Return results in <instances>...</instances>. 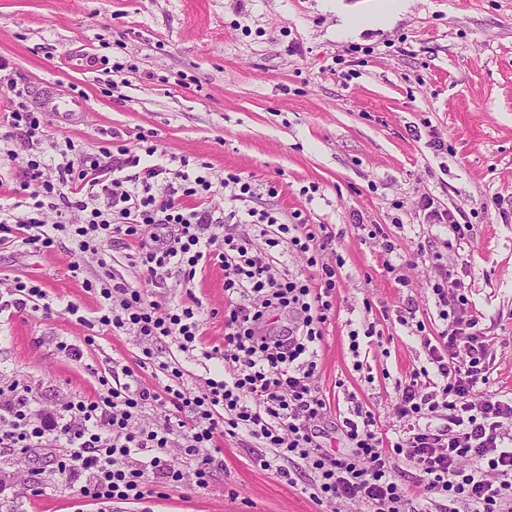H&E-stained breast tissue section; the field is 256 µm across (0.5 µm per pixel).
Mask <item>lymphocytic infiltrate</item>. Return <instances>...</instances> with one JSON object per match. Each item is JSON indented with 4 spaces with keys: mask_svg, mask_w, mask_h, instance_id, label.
I'll return each mask as SVG.
<instances>
[{
    "mask_svg": "<svg viewBox=\"0 0 512 512\" xmlns=\"http://www.w3.org/2000/svg\"><path fill=\"white\" fill-rule=\"evenodd\" d=\"M67 143L57 163L19 157L27 182L38 185L21 213L0 209V244L37 250L51 247L53 232L68 235L75 254L98 253L116 241L134 243L129 261L137 283L116 280L111 271L83 282L98 300L97 325L132 332L154 341L179 339L182 351L196 350L201 335L202 300L191 285L198 269L224 272V350L222 376L187 388L177 364L159 363L168 382L147 384L130 367L124 379L64 402L55 413L35 408L30 388H0V446L22 453L49 450L48 476L77 482L80 499L98 505L140 504L156 498L192 470L197 487H207L224 438L247 434L269 456L302 460L312 475L317 502L361 503L370 512H405L415 500L448 501V512H512V396L489 389L495 357L461 279L440 269L429 287L442 327L435 338L423 333L431 368L413 370L398 389L396 417L400 441L388 443L371 411L355 405L342 421L352 455L328 453L315 443L312 425L328 407L314 384L318 342L325 335L337 298L345 259L337 254L326 225L309 223L301 213L283 222L276 213L249 206L255 194L250 180L225 173L221 185L228 202L223 214L207 207L213 193L209 175L196 168L169 172L163 165H142L156 145L142 152L120 144L111 164L75 155ZM175 174L180 191H171ZM194 206H186V199ZM82 213L81 223L62 217L46 226V210L56 204ZM251 226L254 237L240 234ZM262 239L264 250L253 248ZM288 246L306 260L307 274L278 267L276 248ZM178 269L187 287L179 303L151 300L150 287L162 272ZM50 311L44 288L15 277L0 293V313L14 308ZM291 321L286 334L267 336L260 326L278 309ZM154 407L162 423L144 426L139 416ZM183 436L182 460L170 457L173 432ZM419 470L412 485L395 479L398 463ZM46 475V476H47Z\"/></svg>",
    "mask_w": 512,
    "mask_h": 512,
    "instance_id": "f902f5d3",
    "label": "lymphocytic infiltrate"
}]
</instances>
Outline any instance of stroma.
Masks as SVG:
<instances>
[{
	"label": "stroma",
	"instance_id": "1",
	"mask_svg": "<svg viewBox=\"0 0 512 512\" xmlns=\"http://www.w3.org/2000/svg\"><path fill=\"white\" fill-rule=\"evenodd\" d=\"M373 0H0V204L22 195V172L10 153L57 158L66 141L77 153L99 155L121 136L138 134L157 146V163L186 158L209 163L212 178L236 172L256 186L255 207L280 218L302 211L327 225L346 264L338 298L318 348L317 386L330 410L319 442L347 452L335 424L354 403L371 410L389 440L400 428L397 387L413 369L429 366L412 325L441 326L428 290L435 255L466 272L470 299L496 354L491 383L512 393V0H411L382 27L367 24ZM124 63L121 74L104 61ZM54 84L84 98L68 123L44 113L46 137L30 146L12 128L8 83ZM276 194H268V187ZM313 195H306V188ZM474 224L469 241L449 247L447 227L424 223L422 195ZM363 228H356V221ZM381 225L403 260L402 280L384 266ZM132 246L116 242L102 256L75 257L58 235L37 252L0 245V280L38 281L51 312L0 315V387H30L37 405L52 407L92 391L112 368L136 367L144 345L129 333L91 328L66 312L68 302L93 312L83 279L99 259L135 282ZM80 263L79 276L70 266ZM203 299V348L184 352L176 337L152 347L155 361L177 362L188 384L220 374V358L203 350L224 344V274L212 266L197 276ZM377 322L381 341L349 349L348 332ZM94 336V345L84 343ZM82 346L74 361L59 342ZM248 437L224 441L221 466L207 488L193 480L167 488L155 512H329L308 490L304 466L264 469ZM48 458L0 447V512H97L78 507L66 478L54 477L36 496L29 474ZM291 478H283L282 470Z\"/></svg>",
	"mask_w": 512,
	"mask_h": 512
}]
</instances>
